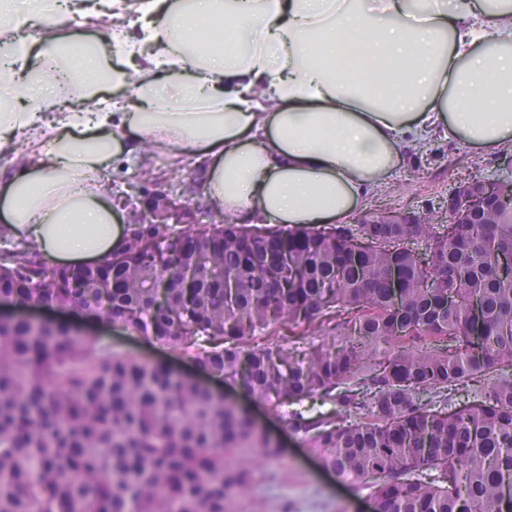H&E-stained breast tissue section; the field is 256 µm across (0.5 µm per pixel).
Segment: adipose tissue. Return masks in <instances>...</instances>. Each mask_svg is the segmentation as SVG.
<instances>
[{"label": "adipose tissue", "instance_id": "adipose-tissue-1", "mask_svg": "<svg viewBox=\"0 0 512 512\" xmlns=\"http://www.w3.org/2000/svg\"><path fill=\"white\" fill-rule=\"evenodd\" d=\"M75 16L101 32L77 58ZM102 72L118 95L62 101ZM0 101L26 145L0 234L50 262L122 245L107 175L145 148L208 161L225 223L332 224L435 136L512 144V0H0Z\"/></svg>", "mask_w": 512, "mask_h": 512}]
</instances>
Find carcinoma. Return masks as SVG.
Masks as SVG:
<instances>
[{
  "instance_id": "cac0c4a2",
  "label": "carcinoma",
  "mask_w": 512,
  "mask_h": 512,
  "mask_svg": "<svg viewBox=\"0 0 512 512\" xmlns=\"http://www.w3.org/2000/svg\"><path fill=\"white\" fill-rule=\"evenodd\" d=\"M486 201L448 224L287 229L199 210L135 224L106 259L124 288L23 244L0 251V303L23 276L31 303L106 319L242 385L367 489L372 512H512V277L497 271L512 195ZM186 235L200 254L162 267L157 253ZM285 328L331 342L302 353ZM463 387L474 400L458 408ZM328 402L334 413L315 409ZM256 456L282 451L199 382L67 321L0 317V512H230Z\"/></svg>"
}]
</instances>
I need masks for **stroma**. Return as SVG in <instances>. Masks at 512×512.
<instances>
[{"mask_svg":"<svg viewBox=\"0 0 512 512\" xmlns=\"http://www.w3.org/2000/svg\"><path fill=\"white\" fill-rule=\"evenodd\" d=\"M147 163L165 171L167 180L191 206L207 209L208 201L202 193L207 175L204 163L188 162L172 168L158 157L148 158ZM474 178L512 180V150L487 153L445 139L431 141L422 150L411 153L391 182L373 191L352 213L348 224L357 227L374 209L422 215L447 207L451 190ZM80 327L137 357L158 361L186 373L192 370L190 364L174 353L150 346L101 321L86 320ZM212 388L224 399L248 411L283 450L278 462H257L255 483L243 501L244 512H277L283 504L290 512H371L367 491L341 482L326 471L319 458L272 410L251 401L240 388L220 382L213 383Z\"/></svg>","mask_w":512,"mask_h":512,"instance_id":"obj_1","label":"stroma"}]
</instances>
